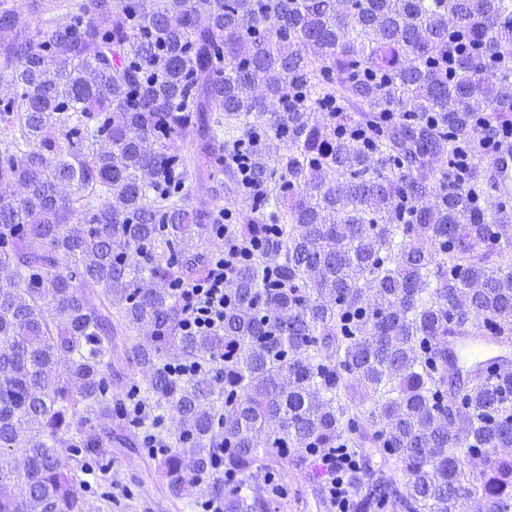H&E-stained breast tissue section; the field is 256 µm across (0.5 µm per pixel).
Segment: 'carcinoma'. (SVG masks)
<instances>
[{
  "mask_svg": "<svg viewBox=\"0 0 512 512\" xmlns=\"http://www.w3.org/2000/svg\"><path fill=\"white\" fill-rule=\"evenodd\" d=\"M0 83V186L24 189L0 193V453L23 458L0 512H90L66 459L124 429L126 368L180 425L174 497L204 478L270 512L236 476L359 455L349 512H512V356L457 355L512 347V204L478 139L512 131V0H0ZM249 142L258 194L224 161ZM219 174L248 251L224 328L187 332L224 217L193 183Z\"/></svg>",
  "mask_w": 512,
  "mask_h": 512,
  "instance_id": "obj_1",
  "label": "carcinoma"
}]
</instances>
